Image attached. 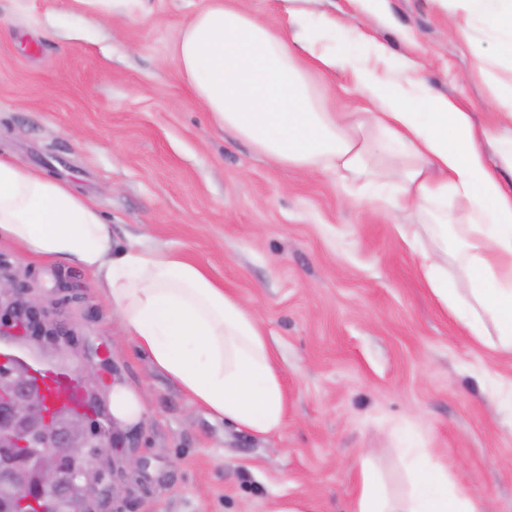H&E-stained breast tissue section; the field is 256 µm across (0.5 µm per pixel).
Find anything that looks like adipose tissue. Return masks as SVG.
Wrapping results in <instances>:
<instances>
[{
    "label": "adipose tissue",
    "instance_id": "obj_1",
    "mask_svg": "<svg viewBox=\"0 0 512 512\" xmlns=\"http://www.w3.org/2000/svg\"><path fill=\"white\" fill-rule=\"evenodd\" d=\"M466 2L500 33L498 54L512 58V0ZM286 13L291 36L245 0H210L197 12L173 47L194 100L277 164L361 179L368 201L404 215L399 232L442 306L476 338L512 349V183L483 151L495 145L512 172V137L476 128L448 96L428 91L415 62L363 29L328 15L301 25L299 0ZM346 30L352 43L337 44ZM336 69L349 71L370 111H326L311 76ZM1 237L91 273L126 335L197 403L258 435L281 430L284 389L264 331L201 265L149 248L113 252L112 226L89 199L0 158ZM446 254L460 285L448 282ZM429 455L416 449L401 498L361 461L355 512H485Z\"/></svg>",
    "mask_w": 512,
    "mask_h": 512
}]
</instances>
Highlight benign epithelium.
Returning <instances> with one entry per match:
<instances>
[{"mask_svg":"<svg viewBox=\"0 0 512 512\" xmlns=\"http://www.w3.org/2000/svg\"><path fill=\"white\" fill-rule=\"evenodd\" d=\"M24 291L10 274L0 273L1 336H32L44 327L38 311L23 300ZM120 438L118 419L104 414L88 422L51 412L32 384L28 364L0 363V487L11 491L13 505L42 512L45 498L38 492L99 490L101 470L85 457L111 459Z\"/></svg>","mask_w":512,"mask_h":512,"instance_id":"obj_1","label":"benign epithelium"}]
</instances>
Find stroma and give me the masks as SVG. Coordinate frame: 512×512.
Instances as JSON below:
<instances>
[{"label": "stroma", "mask_w": 512, "mask_h": 512, "mask_svg": "<svg viewBox=\"0 0 512 512\" xmlns=\"http://www.w3.org/2000/svg\"><path fill=\"white\" fill-rule=\"evenodd\" d=\"M209 0H0V157L68 184L112 226V248L174 252L202 265L261 323L285 394L283 428L257 436L194 402L126 336L85 270L0 239V266L52 337L0 336L30 364L85 374L144 412L113 450L121 491L101 512H352L368 459L396 494L398 437L430 448L486 512H512V350L479 342L427 288L399 215L351 205L320 171L266 159L218 128L190 95L171 46ZM419 61L435 91L496 123L481 75L512 74L496 33L461 0H308ZM467 36L448 30L450 18ZM318 96L363 100L347 73Z\"/></svg>", "instance_id": "1"}]
</instances>
